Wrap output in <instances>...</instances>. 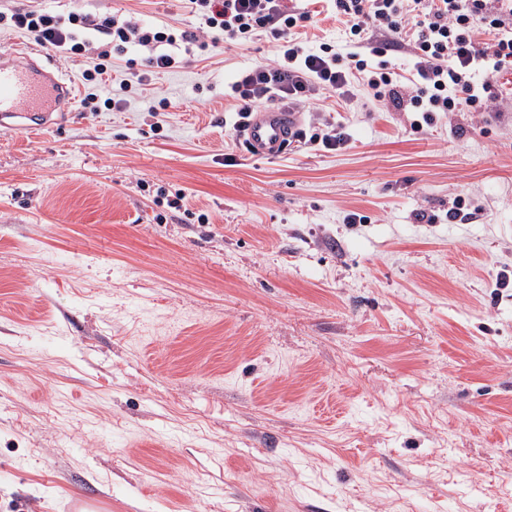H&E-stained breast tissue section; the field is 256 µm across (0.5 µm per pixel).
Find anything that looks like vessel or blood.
I'll return each mask as SVG.
<instances>
[{
	"mask_svg": "<svg viewBox=\"0 0 512 512\" xmlns=\"http://www.w3.org/2000/svg\"><path fill=\"white\" fill-rule=\"evenodd\" d=\"M42 51L34 45H19L0 60V129L4 131L35 130L54 126L46 107L52 101H71L77 95L75 85L58 81L44 71H32L33 58ZM299 123L294 110L276 106L253 115L242 132L251 154L276 156L288 146Z\"/></svg>",
	"mask_w": 512,
	"mask_h": 512,
	"instance_id": "1",
	"label": "vessel or blood"
}]
</instances>
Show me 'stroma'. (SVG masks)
Returning a JSON list of instances; mask_svg holds the SVG:
<instances>
[{
	"instance_id": "1",
	"label": "stroma",
	"mask_w": 512,
	"mask_h": 512,
	"mask_svg": "<svg viewBox=\"0 0 512 512\" xmlns=\"http://www.w3.org/2000/svg\"><path fill=\"white\" fill-rule=\"evenodd\" d=\"M78 8L202 25L0 0ZM303 8L300 40L344 49L332 0ZM215 41L145 85L47 53L124 106L0 132V512H512V71L499 111L420 130L363 83L324 94L301 128L346 149L259 158L232 85L279 42ZM323 133H314L310 141L313 143H320L327 150H341L346 149L350 143V134L342 125H335L332 123H325Z\"/></svg>"
}]
</instances>
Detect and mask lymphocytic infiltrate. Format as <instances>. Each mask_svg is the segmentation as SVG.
Wrapping results in <instances>:
<instances>
[{"label": "lymphocytic infiltrate", "mask_w": 512, "mask_h": 512, "mask_svg": "<svg viewBox=\"0 0 512 512\" xmlns=\"http://www.w3.org/2000/svg\"><path fill=\"white\" fill-rule=\"evenodd\" d=\"M202 16L209 30L222 33L238 45L268 29L281 39L275 64L241 73L233 85L239 103L236 130H243L255 107L291 102L302 107L322 91L350 97L355 74H363L373 97L398 112L421 113L413 128L429 123L437 112H489L500 101L489 82L474 83L476 71L493 74L512 68V0H335L343 16L351 50L337 53L330 44L311 50L291 32L308 21L305 11L289 9L288 0H186ZM34 35L45 50L61 57L80 55L90 42L89 32L100 35V61L88 81L107 73L110 55L129 48L147 51L149 68L168 70L179 60L171 49L207 50L197 32L168 27H146L131 19L97 18L74 11L60 16L44 9L0 11V22ZM486 42H479V35ZM407 49L413 68L410 76L392 71L388 52Z\"/></svg>", "instance_id": "lymphocytic-infiltrate-1"}]
</instances>
